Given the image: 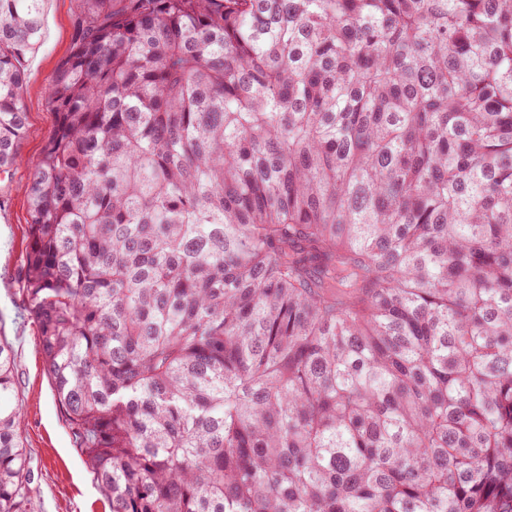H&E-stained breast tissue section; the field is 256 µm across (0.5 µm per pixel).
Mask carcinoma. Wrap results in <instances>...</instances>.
<instances>
[{
  "mask_svg": "<svg viewBox=\"0 0 512 512\" xmlns=\"http://www.w3.org/2000/svg\"><path fill=\"white\" fill-rule=\"evenodd\" d=\"M48 103L21 291L109 512H512V0H80Z\"/></svg>",
  "mask_w": 512,
  "mask_h": 512,
  "instance_id": "cac0c4a2",
  "label": "carcinoma"
}]
</instances>
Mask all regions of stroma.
<instances>
[{
	"instance_id": "obj_1",
	"label": "stroma",
	"mask_w": 512,
	"mask_h": 512,
	"mask_svg": "<svg viewBox=\"0 0 512 512\" xmlns=\"http://www.w3.org/2000/svg\"><path fill=\"white\" fill-rule=\"evenodd\" d=\"M78 5L79 0H45L43 4V38L25 64L27 127L19 149L21 160L9 174H0V334L7 336L16 355L22 436L31 457L33 512H108L59 415L38 347L37 327L24 312L19 292L28 248L25 186L29 168L54 124L48 82L70 51Z\"/></svg>"
}]
</instances>
